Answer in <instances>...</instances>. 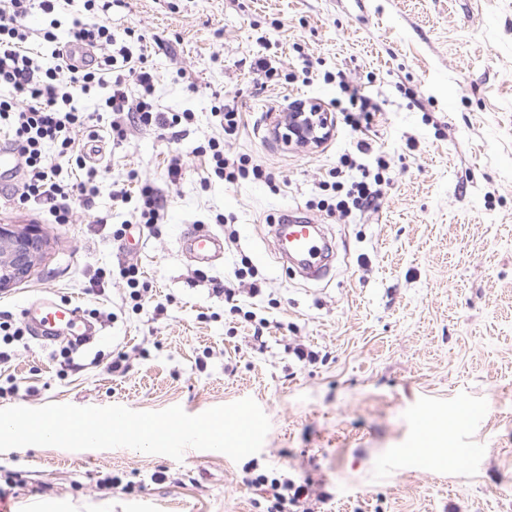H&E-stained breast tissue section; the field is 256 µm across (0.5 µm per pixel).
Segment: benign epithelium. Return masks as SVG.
Masks as SVG:
<instances>
[{
	"label": "benign epithelium",
	"mask_w": 512,
	"mask_h": 512,
	"mask_svg": "<svg viewBox=\"0 0 512 512\" xmlns=\"http://www.w3.org/2000/svg\"><path fill=\"white\" fill-rule=\"evenodd\" d=\"M330 126V113L317 108L311 112H282L273 120L274 134L278 138L300 145L320 141V132ZM44 245L45 239L35 226L14 230L0 225V291L28 276Z\"/></svg>",
	"instance_id": "1"
}]
</instances>
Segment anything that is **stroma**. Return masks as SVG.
I'll list each match as a JSON object with an SVG mask.
<instances>
[{
  "label": "stroma",
  "mask_w": 512,
  "mask_h": 512,
  "mask_svg": "<svg viewBox=\"0 0 512 512\" xmlns=\"http://www.w3.org/2000/svg\"><path fill=\"white\" fill-rule=\"evenodd\" d=\"M110 15L115 34H143L158 110H188L194 122L176 140L143 129L117 143L85 100L93 118L76 144L101 150L92 211L54 224L0 197V225H38L48 242L0 292V319L26 325V303L49 290L97 327L70 363L65 330L0 341L10 356L0 408L178 405L197 415L249 397L271 429L237 462L196 449L179 461L128 448L0 452L12 512H265L241 483L249 468L308 478L327 495L319 512H512V0H114ZM260 57L287 73L311 60L313 82L260 84ZM338 71L377 100L371 130L389 162L381 209L346 222L316 206L319 182L353 149L352 115L333 110L341 92L323 78ZM228 99L244 124L222 135L211 109ZM303 100L332 109L330 137L306 148L274 140L273 116ZM217 134L273 184L211 177L196 148ZM176 153L186 174L172 185ZM146 186L167 195L151 229L112 200ZM290 213L331 241L325 277L281 260L274 221ZM197 226L237 241L197 263L181 245ZM131 264L137 301L123 275ZM248 268L258 294H216ZM297 344L314 360L288 354ZM120 351L123 374L110 369ZM466 405L484 417L463 432ZM459 446L480 454L449 461ZM405 448L412 460L400 458ZM113 476L125 489L108 488Z\"/></svg>",
  "instance_id": "obj_1"
}]
</instances>
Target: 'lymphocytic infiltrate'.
Instances as JSON below:
<instances>
[{"mask_svg":"<svg viewBox=\"0 0 512 512\" xmlns=\"http://www.w3.org/2000/svg\"><path fill=\"white\" fill-rule=\"evenodd\" d=\"M72 3L0 0V129L11 135L17 167L24 176L16 199L19 204L36 206L58 224L71 223L75 207L92 209L99 192L98 172L88 169L85 179L71 182L46 148L53 144L64 153L73 148L74 134L86 122L81 103L95 90L106 89L98 109L110 115L112 132L120 139L133 129L172 130L194 120L193 112L168 114L155 107L152 73L134 65L130 46L117 41L111 23L100 14L97 0H83L84 12L73 18L68 30L70 41L92 48L96 57L85 68L69 66L56 47V30L60 15ZM35 14L47 20V27L35 30L28 26V17ZM133 85L140 89L135 98L129 93ZM351 130L355 150L343 155L339 166L330 172L334 201L328 209L342 220L379 209L383 174L388 168L365 127L356 123ZM197 150L209 156L212 175L225 183L273 181L272 173L247 155L227 154L217 137H208ZM112 198L132 204L138 223L151 227L164 221L160 189L143 188L134 200L119 189L113 191ZM242 483L266 494L267 512H315L317 503L325 499L324 493H311L306 482L285 475L246 476Z\"/></svg>","mask_w":512,"mask_h":512,"instance_id":"lymphocytic-infiltrate-1","label":"lymphocytic infiltrate"}]
</instances>
